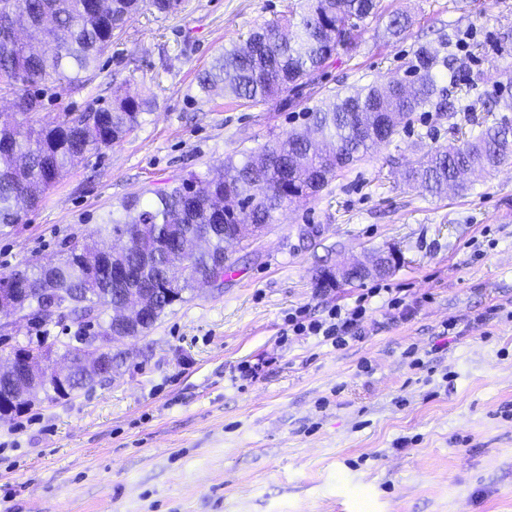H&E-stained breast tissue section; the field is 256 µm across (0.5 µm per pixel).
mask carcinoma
Returning <instances> with one entry per match:
<instances>
[{
    "instance_id": "cac0c4a2",
    "label": "carcinoma",
    "mask_w": 512,
    "mask_h": 512,
    "mask_svg": "<svg viewBox=\"0 0 512 512\" xmlns=\"http://www.w3.org/2000/svg\"><path fill=\"white\" fill-rule=\"evenodd\" d=\"M381 0H305L291 11V38L271 24L253 31L243 43H232L208 70L198 74V91L254 104L291 103L297 91L323 72L325 64L359 44L368 21L379 14ZM182 0H0V29L11 46L0 51V92L12 96L13 111L37 114L22 122L0 120V227L17 224L71 168L88 155L121 142L151 111L146 99L115 97L81 112L64 110L45 122L37 85L76 84L99 74V59L135 14L147 10L157 18L176 14ZM410 27L401 11L388 16L387 30L398 36ZM448 57L422 44L414 52L411 86L393 79L338 91L326 107L312 111L310 125L257 149L241 151L237 162L201 178L190 174L178 185L124 198L108 212L95 232L72 243L57 262L0 274V288L22 274L36 288L26 306L37 327L69 318L79 326L98 324L111 336L143 335L174 303L195 286L221 280L229 268L224 243H245L240 227L268 225L273 213L294 199L315 197L337 174L362 160L387 138L401 120L428 106L438 112L465 111V96L448 101L444 70ZM512 163V121L502 117L476 138L435 148L408 171V178L432 195L457 183L468 171ZM131 269L134 279L112 280V261ZM176 288L175 295L169 289ZM135 295L145 306L134 324L105 321L104 311ZM99 375L80 365L62 392L53 380L42 383L40 396L54 401L90 388ZM20 385L0 376V417L18 416L32 401H15Z\"/></svg>"
}]
</instances>
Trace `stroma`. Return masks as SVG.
I'll return each instance as SVG.
<instances>
[{"label": "stroma", "instance_id": "35a3bbf8", "mask_svg": "<svg viewBox=\"0 0 512 512\" xmlns=\"http://www.w3.org/2000/svg\"><path fill=\"white\" fill-rule=\"evenodd\" d=\"M302 0H183L175 16L134 15L82 86L42 85L44 118L108 89L154 105L123 142L89 155L19 223L0 227V273L49 262L131 194L175 185L303 128L336 90L407 75L422 43L447 42L469 108H424L316 198L284 207L218 286L187 294L143 336L116 342L110 379L0 420V512H512V164L433 196L409 162L478 135L512 103V0H383L406 12L392 37L374 19L322 88L284 109L198 93L231 42ZM398 246L393 274L322 288L319 272ZM362 339L335 347L283 337L372 288ZM23 316L0 356L68 341ZM243 362L255 378H234Z\"/></svg>", "mask_w": 512, "mask_h": 512}]
</instances>
